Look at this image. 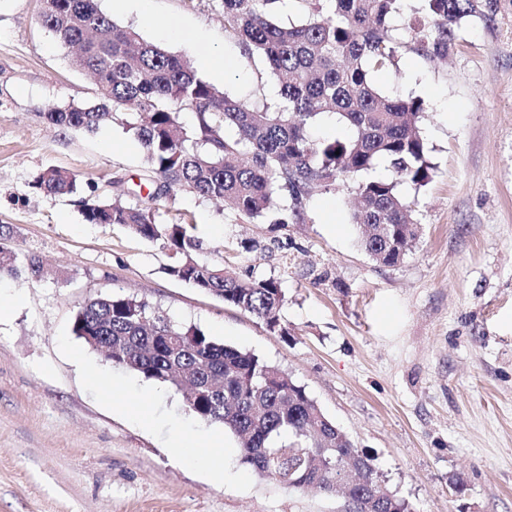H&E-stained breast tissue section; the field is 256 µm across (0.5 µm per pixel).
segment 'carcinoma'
Instances as JSON below:
<instances>
[{"label": "carcinoma", "instance_id": "1", "mask_svg": "<svg viewBox=\"0 0 512 512\" xmlns=\"http://www.w3.org/2000/svg\"><path fill=\"white\" fill-rule=\"evenodd\" d=\"M284 0H221L224 31L279 86L276 98L247 103L199 75L193 64L143 39L102 12L96 0H42L39 22L60 43L78 47L73 62L95 76L98 102L69 103L44 113L53 127L97 130L117 123L145 155L147 198L178 189L222 201L242 220L302 224L315 194L352 191L350 221L361 246L377 263L395 266L412 251L419 225L399 186L419 190L435 169L421 136L424 101L392 97L373 82L377 71L398 66L401 45L392 17L401 0H296L301 19H282ZM498 0H414L407 28L409 49L444 59L457 32L473 18L489 21ZM192 112L185 126L180 113ZM326 115L350 130L345 138H315ZM390 180L365 178L377 163ZM35 191L78 192L73 175L39 172ZM89 224H118L178 256L166 274L230 306L281 326L285 296L272 277L241 279L218 260L197 257L203 242L183 220L159 224L148 207L92 198L80 200ZM15 231L0 225V280L23 273L39 277L40 260L11 245ZM75 334L115 366L178 390L200 391L187 408L224 425L241 439V461L258 475L291 489L336 487V467L355 468L358 483L344 488L359 502L381 485L371 456L329 421L306 388L256 355L225 345L194 327L173 324L133 297L93 298L79 306ZM373 512H409L405 500L385 492Z\"/></svg>", "mask_w": 512, "mask_h": 512}]
</instances>
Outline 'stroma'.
Instances as JSON below:
<instances>
[{
    "label": "stroma",
    "mask_w": 512,
    "mask_h": 512,
    "mask_svg": "<svg viewBox=\"0 0 512 512\" xmlns=\"http://www.w3.org/2000/svg\"><path fill=\"white\" fill-rule=\"evenodd\" d=\"M114 21L198 62L234 58L220 83L249 102L272 99L261 61L242 56L215 0H151ZM40 0H0V224L42 278L0 281V512H339L342 497L293 490L242 464L238 438L191 414L182 392L86 349L75 314L98 296L136 297L287 372L368 451L381 482L411 512H512V0L471 20L444 61L409 50L374 77L383 91L424 99L420 123L435 165L405 188L419 239L396 266L373 261L350 224L352 196L317 194L303 224L249 223L180 191L156 219L192 217L203 258L223 246L227 271L279 279L285 332L170 278L172 257L117 224H89L80 198L113 200L147 163L132 134L55 128L43 114L97 100L92 77L38 22ZM178 23L187 35L165 33ZM55 167L75 196L34 192ZM83 355L75 361L73 352ZM154 428L143 427L141 413ZM224 438V473L183 459L176 434Z\"/></svg>",
    "instance_id": "1"
}]
</instances>
